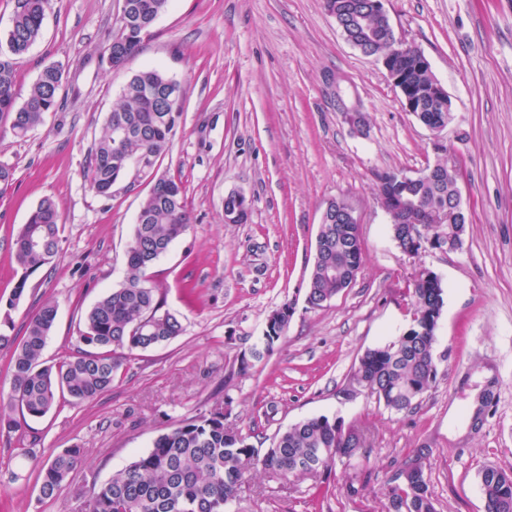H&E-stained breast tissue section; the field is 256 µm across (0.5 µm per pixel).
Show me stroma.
Wrapping results in <instances>:
<instances>
[{
	"label": "stroma",
	"instance_id": "35a3bbf8",
	"mask_svg": "<svg viewBox=\"0 0 512 512\" xmlns=\"http://www.w3.org/2000/svg\"><path fill=\"white\" fill-rule=\"evenodd\" d=\"M120 0H51L40 39L15 65L26 97L40 71L64 72L61 107L24 137L0 116V315L23 336L56 304L42 352L74 350L81 315L127 273L131 226L154 178L179 180L191 224L150 270L183 332L127 354L111 389L64 406L23 431L0 434V512H79L77 489L104 481L176 420L223 406L228 423L271 444L308 417L342 418L363 443L319 479L247 476L229 512H386L396 475L419 462L436 512H484L478 475L512 470V0H387L390 24L429 59L454 120L444 131L462 161L469 222L462 247L404 253L377 198V172L411 176L435 163L433 133L405 112L380 62L342 36L322 0H173L124 67L105 50ZM156 68L185 89L171 145L151 170L131 167L110 196L89 182L105 117L134 73ZM343 77L360 97L368 133H350L330 98ZM232 191L244 222L224 221ZM52 198L59 252L20 276L14 240L29 211ZM359 218L361 266L323 308L306 297L322 212L333 199ZM422 269L444 285L434 346L438 374L415 410L396 412L353 380L367 349L406 327ZM293 314L273 352L240 360L283 304ZM79 446L83 463L53 501L39 499L24 448L50 457Z\"/></svg>",
	"mask_w": 512,
	"mask_h": 512
}]
</instances>
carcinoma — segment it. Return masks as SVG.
I'll return each instance as SVG.
<instances>
[{
    "instance_id": "obj_1",
    "label": "carcinoma",
    "mask_w": 512,
    "mask_h": 512,
    "mask_svg": "<svg viewBox=\"0 0 512 512\" xmlns=\"http://www.w3.org/2000/svg\"><path fill=\"white\" fill-rule=\"evenodd\" d=\"M169 0H127L120 33L107 48L110 66L120 67L138 52L143 36L165 12ZM361 5V19L353 30L371 32L373 56L388 54L384 19L367 13L365 0H325L328 13L347 19L351 3ZM50 0H14L11 24L0 35V115L10 118L17 137L41 124L47 112L59 108L63 72L44 67L23 101L15 89V61L40 38ZM407 86L422 102V124L434 125L443 115L431 98L435 77L418 62L411 45L396 61ZM123 103L105 119L90 160V186L100 196L111 194L132 164L154 165L175 135L183 112L182 84L157 69L133 74L122 90ZM446 168L441 182H422L413 199L425 215V237L455 238L466 231L457 222L452 201L459 188L457 163L438 161ZM60 215L55 202L42 199L33 207L15 239V259L22 273L9 306L23 296L30 275L53 262L59 251ZM184 189L170 177H160L143 200L132 225L127 250L129 275L102 295L81 316L74 352L57 364L41 361L57 310L41 307L26 325L24 336L7 332L9 318L0 324V350L10 352L13 387L6 405H0V433H13L27 420H38L61 403L78 406L95 400L112 387L123 365L121 354L169 342L183 331L180 317L165 308L159 289L145 272L188 228ZM37 239L45 250L29 247ZM319 256L309 279L313 308L320 309L336 296L341 283L329 272L333 266L348 275L359 269L362 245L355 244L343 225L330 218L319 225ZM413 318L389 342L364 352L354 381L372 390L378 402L396 412L417 408V401L437 377L434 344L444 307L442 281L417 274L413 288ZM250 435L224 424V411L180 419L153 439L149 449L124 468L79 490L81 512H224L236 500L245 476L263 469L273 476L314 477L338 457H351L362 448V435L336 426V418L320 415L301 420L278 432L269 448L249 442ZM37 471L39 496L53 500L69 486L81 462L82 449L65 448L41 459L26 452ZM402 483L388 489L387 512H435L422 466L401 472ZM485 512H512V471L490 466L479 474Z\"/></svg>"
}]
</instances>
